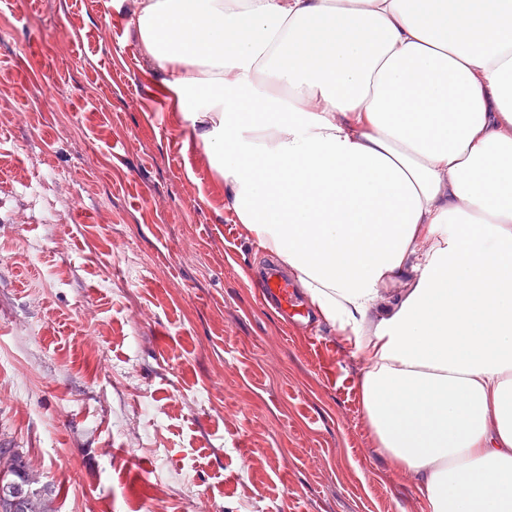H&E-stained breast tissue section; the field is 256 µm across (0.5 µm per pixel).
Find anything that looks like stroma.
<instances>
[{
  "label": "stroma",
  "mask_w": 512,
  "mask_h": 512,
  "mask_svg": "<svg viewBox=\"0 0 512 512\" xmlns=\"http://www.w3.org/2000/svg\"><path fill=\"white\" fill-rule=\"evenodd\" d=\"M135 8L0 0V445L57 512H427L360 357L265 304Z\"/></svg>",
  "instance_id": "1"
}]
</instances>
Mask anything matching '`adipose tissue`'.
<instances>
[{
    "mask_svg": "<svg viewBox=\"0 0 512 512\" xmlns=\"http://www.w3.org/2000/svg\"><path fill=\"white\" fill-rule=\"evenodd\" d=\"M133 22L238 222L364 363L380 454L428 512H512V0H137Z\"/></svg>",
    "mask_w": 512,
    "mask_h": 512,
    "instance_id": "1",
    "label": "adipose tissue"
}]
</instances>
